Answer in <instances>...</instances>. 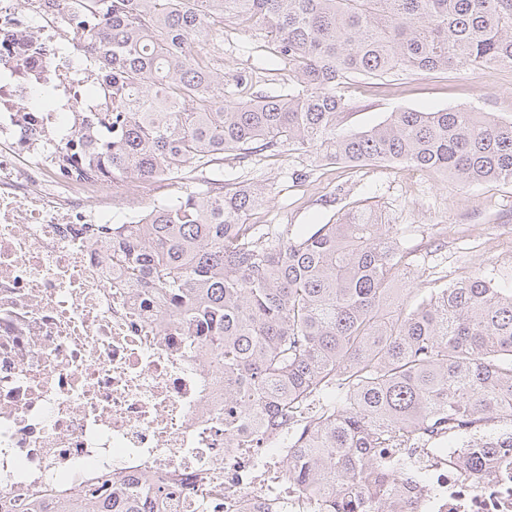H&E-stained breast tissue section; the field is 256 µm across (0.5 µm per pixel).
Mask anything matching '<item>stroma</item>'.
<instances>
[{
	"label": "stroma",
	"instance_id": "1",
	"mask_svg": "<svg viewBox=\"0 0 512 512\" xmlns=\"http://www.w3.org/2000/svg\"><path fill=\"white\" fill-rule=\"evenodd\" d=\"M272 53L265 30L245 33L225 24V72L254 73L251 83L236 89L235 100L287 88V67H263ZM340 92L352 103L340 123L344 132L369 129L400 108L465 106L512 122V68L413 74L398 81L355 79ZM224 176L270 188L267 207L252 215L251 223L291 224L302 231L335 221L351 206L372 205L385 211L419 283L447 284L480 266L495 282L512 283V183L462 189L439 174L407 165H328L294 149L259 153L243 162L225 155Z\"/></svg>",
	"mask_w": 512,
	"mask_h": 512
}]
</instances>
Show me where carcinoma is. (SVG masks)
Returning a JSON list of instances; mask_svg holds the SVG:
<instances>
[{
	"instance_id": "obj_1",
	"label": "carcinoma",
	"mask_w": 512,
	"mask_h": 512,
	"mask_svg": "<svg viewBox=\"0 0 512 512\" xmlns=\"http://www.w3.org/2000/svg\"><path fill=\"white\" fill-rule=\"evenodd\" d=\"M68 21L102 74L71 156L112 182L191 181L232 153L285 146L330 164L408 165L461 187L512 182V122L453 107L400 108L343 133L336 88L382 78L512 68V0H68ZM273 37L288 92L225 97L224 21ZM263 185L215 176L112 225V261L177 305L224 361V447L319 404L288 437L285 474L333 512H392L412 485L384 483L375 449L494 416L512 424V288L482 268L439 288L414 283L379 209L353 206L294 234L249 224ZM150 477L115 503L85 494L54 512H144Z\"/></svg>"
}]
</instances>
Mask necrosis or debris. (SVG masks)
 <instances>
[{"instance_id": "4bbe7bcc", "label": "necrosis or debris", "mask_w": 512, "mask_h": 512, "mask_svg": "<svg viewBox=\"0 0 512 512\" xmlns=\"http://www.w3.org/2000/svg\"><path fill=\"white\" fill-rule=\"evenodd\" d=\"M62 0H0V512L151 476L145 512H327L283 478L288 430L224 445V364L167 299L112 262L114 214L145 223L156 185L76 176L65 149L101 111L100 71ZM485 432L381 448L415 486L396 512H512V451Z\"/></svg>"}]
</instances>
